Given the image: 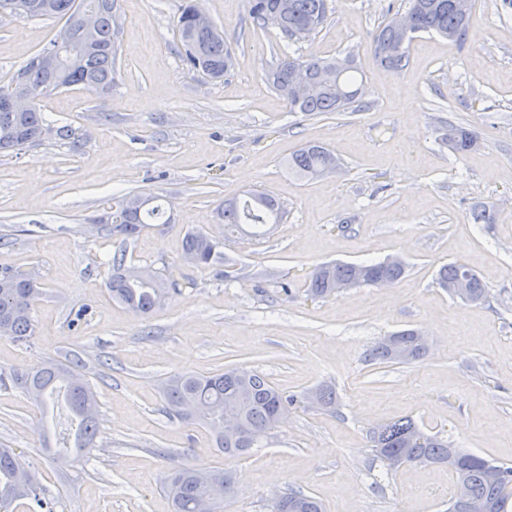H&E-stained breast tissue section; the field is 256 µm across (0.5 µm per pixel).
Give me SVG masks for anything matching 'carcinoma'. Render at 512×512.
Instances as JSON below:
<instances>
[{"mask_svg": "<svg viewBox=\"0 0 512 512\" xmlns=\"http://www.w3.org/2000/svg\"><path fill=\"white\" fill-rule=\"evenodd\" d=\"M18 0H0V15L27 18L44 17L64 21V28L81 41L90 39L91 49L55 77L29 59L0 84V92L14 87L32 95L33 104L26 112L0 110V152L22 150L38 141V133L49 126L41 102L54 91L43 88L54 84L59 89L81 87L105 96L112 91L116 56L115 31L118 0H29L32 8L20 11ZM97 15L95 29L86 36L78 25V7ZM474 0H408L407 12L413 16V30L406 33L397 27V18L384 23L373 37L372 48L381 65L400 71L408 63L409 45L419 33H435L450 41L463 42L469 32ZM194 4L186 2L177 20L179 40L184 56L198 73L212 79L224 78L225 65L233 61L224 33L217 26L209 32L193 27ZM270 11L282 15L279 31L284 41L280 62L267 74L271 87L287 101L292 112H345L362 103L364 83L355 76L357 68L347 62L336 71L334 58H300L290 52L292 45L311 36L326 20L327 0H251L250 18L258 29L266 28L265 16ZM320 84L319 91H309V84ZM477 134L452 121L444 127L443 141L457 154L463 155L477 146ZM334 154L325 146L308 144L288 158V169L302 179H314L326 170L336 168ZM224 226L223 237H260L266 227L278 224L284 216L279 202L265 193H249L243 200L232 199L217 209ZM99 223L123 241L133 239L151 224H169L165 204L158 196H144L143 206L119 224L103 217ZM224 242L204 231H189L182 241L181 259L196 268L216 263H231L222 248ZM468 270L453 262L440 269L438 282L447 289ZM405 273V264L379 261L369 264L323 263L314 267L307 278V288L314 299L336 294L340 283L356 287L375 286L380 282L393 285ZM175 283L146 267H127L121 259L112 260V275L105 288L112 300L138 316L145 317L160 308ZM41 290L31 279L0 271V336L24 344L34 335L31 311ZM424 346L413 330L393 333L382 338L371 349L369 357L379 363L407 364L424 356ZM80 360L45 359L39 364L9 372L0 370V386L7 383L21 389L38 407L62 403L69 412L75 431L69 447L77 456L97 447L99 403L93 386L83 378ZM160 392L167 413L182 421L198 424L213 437L216 448L226 458L247 454L277 426L276 415L294 405V400L273 386L265 376L242 367H226L208 373L173 374L160 382ZM308 399L316 406L333 411L336 393L329 385L312 391ZM230 413L242 418L247 429L245 438H228L217 430V422ZM371 442L380 458L402 456L407 464H437L448 467L454 478V492L448 512H468L467 505L477 502L490 512H512V467L470 453L436 436L423 434L415 422L406 417L382 425ZM12 448H0V512H52V506L41 497L35 473L20 470ZM494 468L501 478L493 480L488 469ZM211 482L196 474L194 467H181L170 475L165 489L172 499L174 512H197V504L205 495L215 494V512L224 508V483L232 481L229 472L213 468ZM279 512H322L321 504L301 492L279 495Z\"/></svg>", "mask_w": 512, "mask_h": 512, "instance_id": "cac0c4a2", "label": "carcinoma"}]
</instances>
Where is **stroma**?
<instances>
[{"label":"stroma","instance_id":"obj_1","mask_svg":"<svg viewBox=\"0 0 512 512\" xmlns=\"http://www.w3.org/2000/svg\"><path fill=\"white\" fill-rule=\"evenodd\" d=\"M182 2L120 0L111 93L53 95L44 112L67 135L0 153V236L9 239L0 270L44 290L30 342L0 337V368L76 357L100 400L99 446L79 464L43 447L46 431H69L65 409L48 430L23 393L0 388V446L23 451L55 512H173L164 482L188 466L233 473L223 512H270L291 489L324 512H448L447 468L387 470L370 438L409 417L425 434L512 467V11L475 0L466 43L418 35L395 72L371 39L407 0H328L322 27L293 51L353 60L367 92L356 110L306 115L264 78L282 41L276 28H253L249 0H196L223 30L234 67L220 81L189 72L176 29ZM60 27L0 16V83ZM447 119L474 130L477 148L460 156L442 144ZM310 143L335 154V173H289V156ZM252 191L283 204L282 223L257 240L225 241L230 265L181 266L185 232L218 231L217 206ZM137 194L163 196L173 223L127 244L91 232ZM485 208L496 223H475ZM120 253L173 273L178 293L145 318L112 302L105 282ZM391 256L407 264L392 287L307 295L315 265ZM456 261L487 285L486 301L440 287L439 269ZM83 307L85 321L74 323ZM404 329L426 338L424 357L370 361L381 337ZM230 364L295 399L287 419L235 459L203 428L169 418L158 389L172 374ZM323 384L336 390L335 414L304 401Z\"/></svg>","mask_w":512,"mask_h":512}]
</instances>
